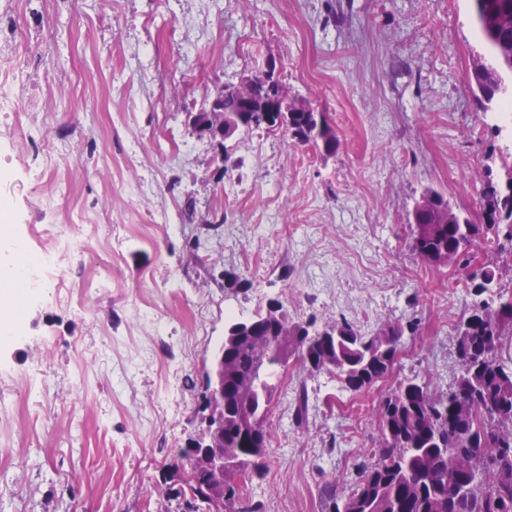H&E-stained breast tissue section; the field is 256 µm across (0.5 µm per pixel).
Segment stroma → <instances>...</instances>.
Segmentation results:
<instances>
[{
    "label": "stroma",
    "mask_w": 512,
    "mask_h": 512,
    "mask_svg": "<svg viewBox=\"0 0 512 512\" xmlns=\"http://www.w3.org/2000/svg\"><path fill=\"white\" fill-rule=\"evenodd\" d=\"M481 50L471 0H0V51L31 112H0V227L71 241L60 296L28 306L0 342V512H160V469L197 430L200 376L227 314L272 298L297 321L372 335L418 328L395 376L363 395L290 362L268 474L244 490L264 512H324V491L370 456L396 378L456 376L471 297L409 248L425 189L477 213L492 114L468 92ZM318 101L342 146L329 158L262 130L211 150L185 124L214 85L268 58ZM222 214L211 230L206 218ZM244 279L226 287L225 274ZM308 415L293 416L299 387Z\"/></svg>",
    "instance_id": "stroma-1"
}]
</instances>
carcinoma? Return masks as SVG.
<instances>
[{
	"mask_svg": "<svg viewBox=\"0 0 512 512\" xmlns=\"http://www.w3.org/2000/svg\"><path fill=\"white\" fill-rule=\"evenodd\" d=\"M477 26L489 50L478 55L468 73V88L481 109L496 112L508 101L500 85L512 75V0H472ZM224 122L241 115V99L224 97ZM291 144L321 152L340 146L336 128L328 123L313 135L316 113H290ZM498 170L488 169L480 192L477 224L468 213L450 212L440 192L425 191L433 199L425 224H411V248L430 269L442 265L431 255L448 254L468 288L472 301L459 321H469L470 332L456 327L454 357L459 371L444 392H434L417 375L396 381L377 408V450L342 479V491L331 485L325 512H512V207L506 208L501 186L512 178V152L498 150ZM321 330L336 335V375L341 388L368 391L392 374L401 350L416 332L410 319L388 321L371 336L353 324L336 320ZM294 332L296 360L308 364L304 323ZM237 339L225 353V446L234 465L252 467L249 481L262 480L266 461H257L250 449L239 447L241 429L234 423L236 406L232 373L256 371L255 347L277 335L261 325L233 332ZM263 377L258 402H276L277 387Z\"/></svg>",
	"mask_w": 512,
	"mask_h": 512,
	"instance_id": "cac0c4a2",
	"label": "carcinoma"
}]
</instances>
